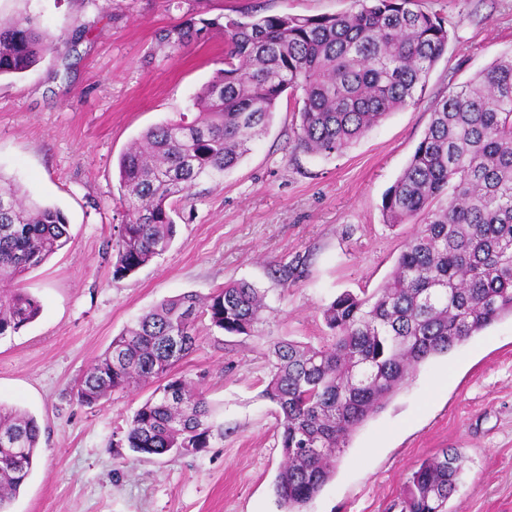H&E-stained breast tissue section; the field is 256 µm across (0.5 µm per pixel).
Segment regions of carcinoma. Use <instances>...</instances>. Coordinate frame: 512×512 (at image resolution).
<instances>
[{
	"mask_svg": "<svg viewBox=\"0 0 512 512\" xmlns=\"http://www.w3.org/2000/svg\"><path fill=\"white\" fill-rule=\"evenodd\" d=\"M414 0H354L345 13L224 17V69L185 115L144 131L118 162L126 206L112 242L113 277L150 263L171 244L178 198L203 177L236 166L269 127L285 92L299 94L296 147L341 153L424 91L448 47L439 16ZM168 29L172 48L198 37ZM61 38L31 17L0 21V76L23 74ZM384 222L416 224L388 280L344 292L322 308L321 345L270 344L263 396L279 408L283 464L274 482L282 512H302L331 479L352 432L417 368L512 315V56L497 57L435 102L415 152L382 202ZM69 241L63 212L26 202L0 177V336L34 321L40 301L18 279ZM263 295L232 282L206 296L166 299L123 329L84 375L76 396L95 406L111 393L152 385L117 448L182 456L209 447L216 408L200 384L175 372L198 346L197 322L250 336ZM41 430L27 411L0 405V512L29 476ZM455 449L421 462L401 512H448L461 475Z\"/></svg>",
	"mask_w": 512,
	"mask_h": 512,
	"instance_id": "obj_1",
	"label": "carcinoma"
}]
</instances>
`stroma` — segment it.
Returning a JSON list of instances; mask_svg holds the SVG:
<instances>
[{"instance_id":"obj_1","label":"stroma","mask_w":512,"mask_h":512,"mask_svg":"<svg viewBox=\"0 0 512 512\" xmlns=\"http://www.w3.org/2000/svg\"><path fill=\"white\" fill-rule=\"evenodd\" d=\"M419 3L449 33L421 95L331 157L295 148V100L282 96L242 161L199 180L179 203L172 245L116 280L118 160L149 127L186 112L222 68L225 16L333 15L353 2L0 0V20L28 15L66 38L25 74L0 77V178L28 201L59 207L70 232L22 278L41 314L0 338V403L27 410L42 430L11 512H280L278 413L262 394L270 342L318 344L322 307L384 284L415 227L385 224L382 200L434 102L512 52V0ZM203 19L208 28L186 46L159 44L163 30ZM240 280L264 293V322L250 336L199 323L198 347L177 367L219 408L223 435L183 457L114 456L113 438L149 390L83 406L79 378L161 301ZM445 448L465 457L450 512H512V316L424 363L352 433L304 512H400L412 472Z\"/></svg>"}]
</instances>
